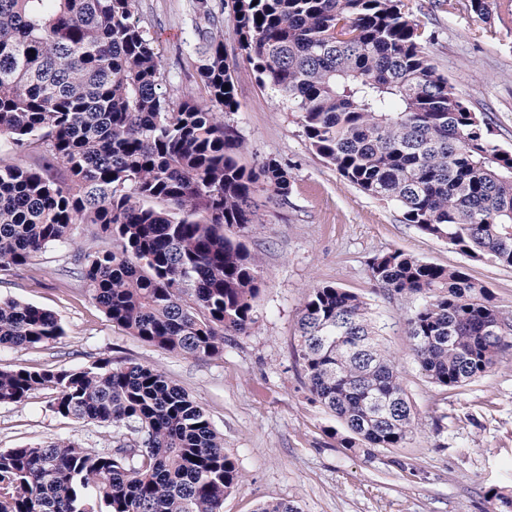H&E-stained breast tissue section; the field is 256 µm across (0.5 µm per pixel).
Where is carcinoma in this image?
<instances>
[{
	"label": "carcinoma",
	"mask_w": 512,
	"mask_h": 512,
	"mask_svg": "<svg viewBox=\"0 0 512 512\" xmlns=\"http://www.w3.org/2000/svg\"><path fill=\"white\" fill-rule=\"evenodd\" d=\"M500 0H462L512 22ZM135 0H0V140L42 153L37 168L0 159V268L34 261L91 224L111 241L78 247L68 276L113 325L186 357L224 353L249 332L262 269L243 238L260 227L259 192L285 204L288 170L240 164L227 116L239 101L221 14L194 8L205 96L173 106ZM242 56L296 112L311 148L404 222L465 256L512 267V151L424 51L434 33L408 0H231ZM66 177L55 176L56 168ZM377 287L421 299L407 320L428 382L455 389L499 361L512 324L460 269L400 250L375 255ZM57 317L0 299V348L52 344ZM297 356L340 447L403 448L421 426L396 357L367 303L333 285L308 293ZM41 389L52 411L110 426V448L66 437L0 451V512H224L244 483L206 411L153 366L0 369V404Z\"/></svg>",
	"instance_id": "cac0c4a2"
}]
</instances>
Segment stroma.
I'll use <instances>...</instances> for the list:
<instances>
[{"label": "stroma", "instance_id": "obj_1", "mask_svg": "<svg viewBox=\"0 0 512 512\" xmlns=\"http://www.w3.org/2000/svg\"><path fill=\"white\" fill-rule=\"evenodd\" d=\"M415 17L433 32L426 51L456 92L485 113L496 142L512 151V26L484 21L458 0H415ZM195 0H136L135 16L155 39L161 73L175 98H200ZM224 49L235 59L240 108L230 122L246 143L241 164L268 158L286 165L293 181L287 204H267L246 245L263 269L249 335L224 344L222 355L190 358L158 349L112 325L81 283L64 276L75 245L90 241L77 225L74 245L43 250L32 266L0 269V298L53 312L65 334L34 348H1L0 367L60 368L101 359L152 365L184 388L207 412L224 448L243 473V487L224 512H257L290 500L302 512H484L486 497L512 495V347L470 384L442 390L421 374L404 324L415 298L390 296L371 279L369 262L398 249L425 262L459 268L483 283L492 305L512 322V268L461 254L448 242L404 223L401 211L350 185L310 147L297 116L261 87L241 57L232 23ZM335 285L364 299L399 360L404 387L421 418L403 448L365 458L339 447L326 431L333 420L308 398L296 354L297 319L310 289ZM52 390L20 405H0V449L70 438L81 447L112 443L108 427L82 425L55 414Z\"/></svg>", "mask_w": 512, "mask_h": 512}]
</instances>
